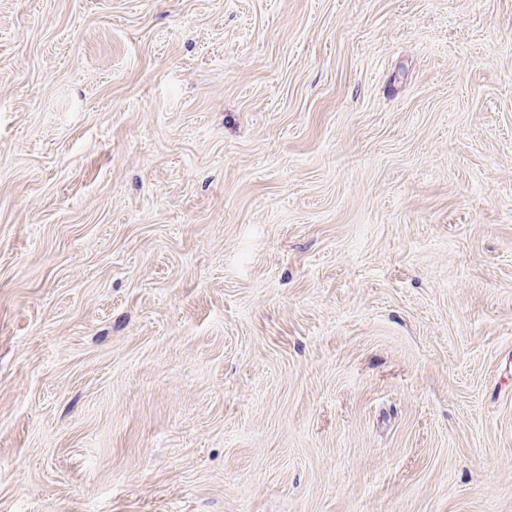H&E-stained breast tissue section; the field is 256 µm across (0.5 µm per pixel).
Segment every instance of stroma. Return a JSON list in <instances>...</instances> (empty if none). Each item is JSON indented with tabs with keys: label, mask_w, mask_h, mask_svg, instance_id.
<instances>
[{
	"label": "stroma",
	"mask_w": 512,
	"mask_h": 512,
	"mask_svg": "<svg viewBox=\"0 0 512 512\" xmlns=\"http://www.w3.org/2000/svg\"><path fill=\"white\" fill-rule=\"evenodd\" d=\"M0 512H512V0H0Z\"/></svg>",
	"instance_id": "stroma-1"
}]
</instances>
